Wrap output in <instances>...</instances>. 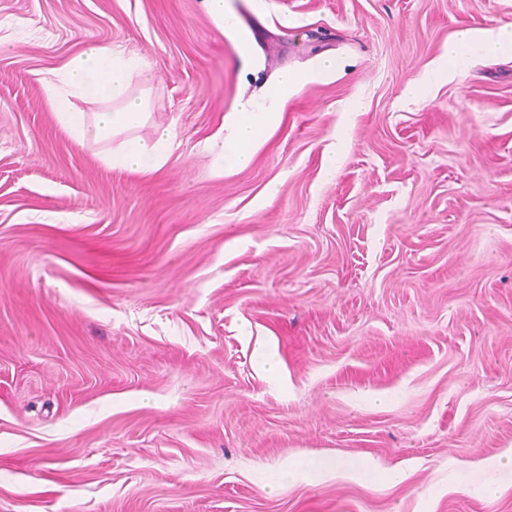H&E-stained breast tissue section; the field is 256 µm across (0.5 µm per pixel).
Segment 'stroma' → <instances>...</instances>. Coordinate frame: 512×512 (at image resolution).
Wrapping results in <instances>:
<instances>
[{"mask_svg": "<svg viewBox=\"0 0 512 512\" xmlns=\"http://www.w3.org/2000/svg\"><path fill=\"white\" fill-rule=\"evenodd\" d=\"M224 7L229 35L203 0H0V512H512L475 467L512 444V56L403 97L512 0ZM108 43L151 77L142 136L176 135L161 172L52 116L42 78ZM245 100L282 120L224 171L200 146ZM288 471L294 473L297 480L301 482L314 477L320 479L336 477L359 481L378 479L380 482L395 486L403 483L408 477L405 469L384 470L368 461L356 462L348 467L337 465L333 467L325 463H301L289 459Z\"/></svg>", "mask_w": 512, "mask_h": 512, "instance_id": "1", "label": "stroma"}]
</instances>
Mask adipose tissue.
Returning <instances> with one entry per match:
<instances>
[{"mask_svg":"<svg viewBox=\"0 0 512 512\" xmlns=\"http://www.w3.org/2000/svg\"><path fill=\"white\" fill-rule=\"evenodd\" d=\"M504 53H512L511 24L458 32L449 40L440 61L409 83L404 96L415 98L430 83L461 77L473 57ZM42 85L58 126L77 143L105 144L100 160L110 169L155 173L166 166L177 148L167 127H156L148 139L137 136V129L149 117L146 67L141 59L118 52L111 45H99L76 54L59 68L57 79H43ZM78 99L97 103L98 111L89 116L78 112L74 105ZM278 119V113L269 111L265 105L243 103L238 111L225 116L223 127L209 140L206 149L220 163L247 167L254 158L256 145ZM288 470L301 482L314 477H336L379 480L395 486L408 477L406 470H385L368 461L333 467L292 460Z\"/></svg>","mask_w":512,"mask_h":512,"instance_id":"ef3b65f1","label":"adipose tissue"}]
</instances>
